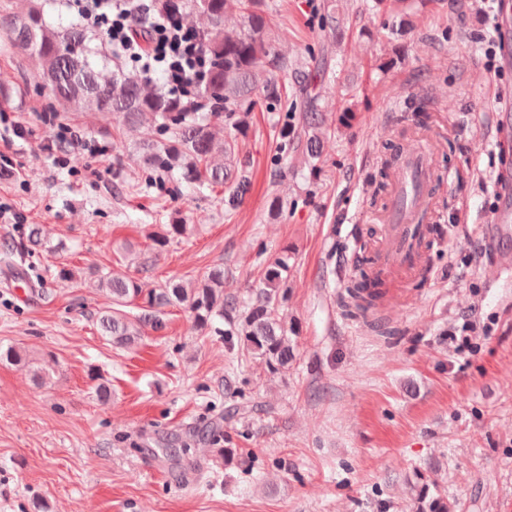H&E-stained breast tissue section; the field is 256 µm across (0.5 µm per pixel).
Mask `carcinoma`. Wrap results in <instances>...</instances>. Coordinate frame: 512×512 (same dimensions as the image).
Instances as JSON below:
<instances>
[{"label":"carcinoma","mask_w":512,"mask_h":512,"mask_svg":"<svg viewBox=\"0 0 512 512\" xmlns=\"http://www.w3.org/2000/svg\"><path fill=\"white\" fill-rule=\"evenodd\" d=\"M262 0H158V8L187 26L195 18L205 20L204 50L208 67L197 81L195 101H184L148 84L138 75L121 68L103 73L108 58L102 49L89 46L84 28L72 25L51 27L43 18L39 3H29L10 15H0L8 45L36 57L41 64L40 89L61 105L79 112H110L119 125L135 128L145 122L154 127L155 139L143 143L138 154L139 166L159 177L179 172L181 180L196 191L222 186L224 205L234 210L239 196L252 180L246 162L238 159L234 136H218L212 123L213 111L237 117L235 126H246L247 114L254 106L256 90L264 97L282 100L283 86L272 75L258 85L260 67L276 57L270 15ZM237 12L241 24L228 27L229 14ZM308 134V153L321 152L325 114L307 106L303 110ZM188 225H163L152 237L156 248L187 234ZM288 269V255L274 260L267 268L264 288L257 300L246 305L224 294V268L214 266L203 272L190 287L169 280L164 285L144 291L140 280L126 272H111L100 279L112 306L98 313L97 325L102 336L117 348L131 347L141 340L145 328L161 326L158 313L165 307L179 305L190 315L193 326L205 331L215 319H233L240 314V324L225 332L244 337L247 352L261 356L269 372L288 368L295 358L288 340V327L280 314L285 289L283 273ZM390 302L387 288L371 283L367 277L346 285L344 306L351 315L367 322L380 321V313ZM137 305L139 313L129 314L124 307Z\"/></svg>","instance_id":"carcinoma-1"}]
</instances>
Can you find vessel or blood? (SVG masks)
<instances>
[{"instance_id": "1", "label": "vessel or blood", "mask_w": 512, "mask_h": 512, "mask_svg": "<svg viewBox=\"0 0 512 512\" xmlns=\"http://www.w3.org/2000/svg\"><path fill=\"white\" fill-rule=\"evenodd\" d=\"M438 136L420 137L407 144L392 173L395 193L379 227V265L382 279L394 282L412 277L427 259L426 240L416 238L414 225L434 211L440 178L433 166ZM503 203L487 235L488 244L499 256L500 277L512 279V178L501 187Z\"/></svg>"}]
</instances>
